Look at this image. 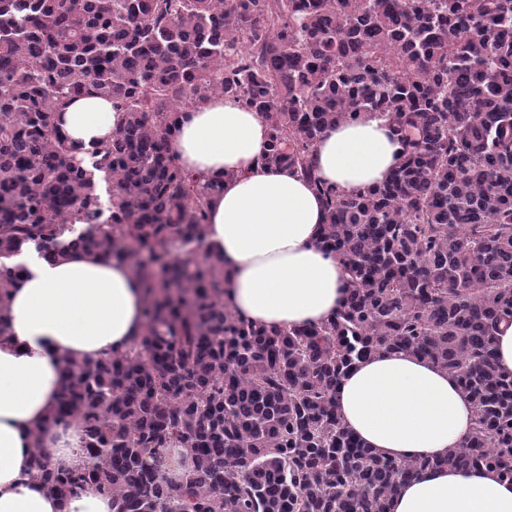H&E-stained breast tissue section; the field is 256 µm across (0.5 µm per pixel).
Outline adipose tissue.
Segmentation results:
<instances>
[{"label": "adipose tissue", "mask_w": 512, "mask_h": 512, "mask_svg": "<svg viewBox=\"0 0 512 512\" xmlns=\"http://www.w3.org/2000/svg\"><path fill=\"white\" fill-rule=\"evenodd\" d=\"M80 149L107 139L118 117L109 100L83 96L56 114ZM268 125L217 96L182 112L170 151L187 172L219 180L206 244L224 264V305L270 329L315 324L343 305L348 274L320 244L321 197L299 174L262 168ZM400 145L385 119L340 122L320 137L318 176L350 193L387 180ZM27 274L12 292L0 337V512H112L92 485L60 500L30 477L32 444L55 469L83 467L77 423L55 422L64 360L95 361L128 350L145 328L144 290L133 270L64 250L52 260L23 250ZM347 429L382 456L447 454L473 425V406L448 372L411 353L357 361L336 394ZM389 512H512V483L485 470L429 469L401 486Z\"/></svg>", "instance_id": "1"}]
</instances>
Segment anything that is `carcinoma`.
I'll list each match as a JSON object with an SVG mask.
<instances>
[{
	"label": "carcinoma",
	"instance_id": "carcinoma-1",
	"mask_svg": "<svg viewBox=\"0 0 512 512\" xmlns=\"http://www.w3.org/2000/svg\"><path fill=\"white\" fill-rule=\"evenodd\" d=\"M112 100V138L82 157L54 123ZM224 96L268 124L266 168L322 196V247L343 307L271 331L224 308L205 243L219 181L179 167V112ZM370 113L401 144L388 181L350 194L314 165L331 125ZM130 265L140 342L64 362L53 419L77 422L87 465L30 476L65 500L87 484L113 512H387L433 467L512 482V0H0V336L31 243ZM411 351L448 371L474 425L443 458H382L346 430L336 389L357 360ZM181 450V481L145 461ZM495 341L499 370L506 375H512V323L508 326L501 325Z\"/></svg>",
	"mask_w": 512,
	"mask_h": 512
}]
</instances>
